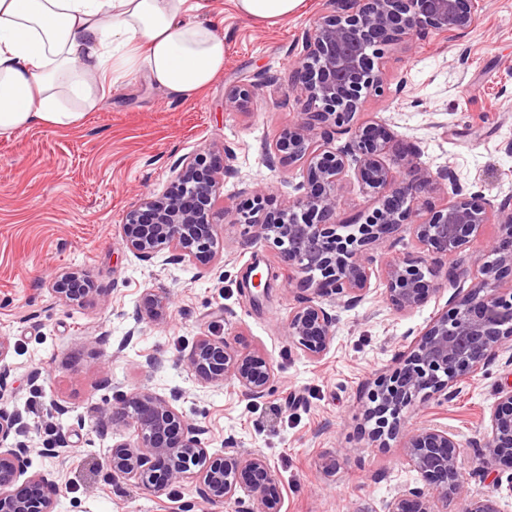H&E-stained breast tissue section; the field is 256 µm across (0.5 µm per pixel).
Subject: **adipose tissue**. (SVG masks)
<instances>
[{
    "instance_id": "ef3b65f1",
    "label": "adipose tissue",
    "mask_w": 512,
    "mask_h": 512,
    "mask_svg": "<svg viewBox=\"0 0 512 512\" xmlns=\"http://www.w3.org/2000/svg\"><path fill=\"white\" fill-rule=\"evenodd\" d=\"M302 0H233L274 23ZM204 0H0V136L67 127L129 75L178 99L224 69V36L198 18Z\"/></svg>"
}]
</instances>
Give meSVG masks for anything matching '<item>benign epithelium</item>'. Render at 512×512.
<instances>
[{"label": "benign epithelium", "mask_w": 512, "mask_h": 512, "mask_svg": "<svg viewBox=\"0 0 512 512\" xmlns=\"http://www.w3.org/2000/svg\"><path fill=\"white\" fill-rule=\"evenodd\" d=\"M333 13L318 18L304 33V54L287 79L266 71L228 88L224 107L247 108L259 90L278 84L287 96L303 102L299 117L284 126L266 149L272 167L301 170L295 195L273 207L256 191L246 206L223 205L224 218L243 226L249 241L273 248L281 263L294 272L297 288L309 292L288 316L294 347L318 362L335 337L337 312L362 300L375 272L373 251L401 232L417 241L423 255L397 257L381 267L384 295L396 311H408L435 292L428 279L439 270L428 258L449 260L448 281L465 270L452 258L486 224L498 225L487 249L493 259L481 269L451 308L436 316L413 341L410 350L369 392L374 422L369 437L385 442L405 428L404 410L422 396L446 402L459 393L458 382L497 359L512 341V287L503 289L504 272L512 271V202L497 205L478 192H467L446 169L417 167L412 151L398 135L376 122H360L368 93L383 90L382 58L398 42L414 43L429 35L463 34L476 25L478 0H337ZM346 141L336 144V136ZM235 149L224 144L178 160L167 190L130 210L122 241L136 257L149 261L167 253L173 260L203 262L213 257L216 224L213 214L219 184L231 171ZM355 176L377 194L376 217L337 234V192ZM448 186L451 195L430 207L423 196ZM52 291L66 303L81 302L93 292L77 272L56 278ZM170 300L147 291L139 318L157 324L166 320ZM192 370L209 383L231 382L261 398L274 380L270 360L262 352L242 351L212 336L197 338L188 355ZM115 412L134 430L128 442L109 449L108 464L148 491L160 493L184 479L199 482L202 497L212 503L230 501L242 489L258 501V512H281L282 493L266 458L256 452L224 449L209 453L205 429L188 422L166 400L148 389L127 396ZM22 417L0 402V442L20 436ZM460 443L448 428L425 424L406 433L404 451L417 472L433 479L431 490L405 488L385 512H436V504L465 497L466 482L458 467ZM478 465L472 478L484 479L493 464L512 463V385L499 391V402L484 435L470 443ZM23 440L0 448V512H56L59 492L51 470L17 485ZM466 497L465 512H499L495 490Z\"/></svg>", "instance_id": "7a95c632"}]
</instances>
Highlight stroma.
<instances>
[{
	"mask_svg": "<svg viewBox=\"0 0 512 512\" xmlns=\"http://www.w3.org/2000/svg\"><path fill=\"white\" fill-rule=\"evenodd\" d=\"M332 0H303L274 25L239 17L232 0H208L207 16L224 34L223 72L199 96L168 98L143 78L107 93L98 108L65 128L34 126L0 137V337L9 338L0 394L27 425L25 475L54 471L57 512H252L257 502H205L196 481L163 494L138 487L107 465L113 444L131 439L121 419L101 421L130 393L147 388L188 421L206 430L210 452L226 441L262 453L282 491L281 512H383L399 490L428 489L427 478L405 460L401 439L379 445L364 431L374 380L408 351L412 333L445 310L446 286L423 306L400 313L383 287L340 311L335 341L319 362L297 351L287 318L302 297L270 247L219 224L210 267L162 257L139 260L122 243L127 212L167 188L178 158L232 143L235 172L221 198L244 202L261 189L273 204L288 199L298 172L271 168L264 147L301 109L276 87L260 91L243 112L224 108V93L240 79L266 71L287 75L303 53V35ZM470 31L387 48L384 94L369 96L360 120L377 121L402 136L417 164L450 168L485 199L512 197V0H479ZM403 94H396L398 81ZM378 206L356 179L339 190L337 219L360 224ZM278 269L268 288L252 285L251 270ZM67 271L84 275L94 294L63 303L51 291ZM169 295L163 324L137 321L146 290ZM258 348L274 366L268 394L252 399L240 387L211 384L191 370L187 356L198 336ZM161 359L149 369L147 357ZM512 384L505 357L461 382L447 403H415L407 429L437 423L462 444V474L477 461L467 447L481 437L499 390ZM65 414H57L55 405ZM63 445L66 458L44 455ZM334 457V477L323 465Z\"/></svg>",
	"mask_w": 512,
	"mask_h": 512,
	"instance_id": "1",
	"label": "stroma"
}]
</instances>
